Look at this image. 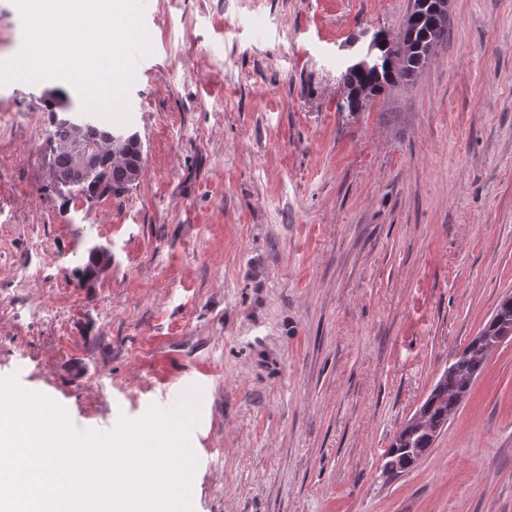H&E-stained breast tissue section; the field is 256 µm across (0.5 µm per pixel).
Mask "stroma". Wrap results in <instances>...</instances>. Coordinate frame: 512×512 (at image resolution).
<instances>
[{"mask_svg": "<svg viewBox=\"0 0 512 512\" xmlns=\"http://www.w3.org/2000/svg\"><path fill=\"white\" fill-rule=\"evenodd\" d=\"M412 0H153L119 198L50 189L46 91L0 86V376L83 429L198 388L193 512H512V340L409 471L384 454L512 294V0L347 111ZM112 262L75 271L91 247ZM406 77V73L398 74L392 77L388 76L382 63L379 69H377L373 63L370 65V67L365 69H356L351 63H347L344 71L342 72L343 84L350 85L344 87L346 98L349 97V99L359 101L363 99L370 100L378 97L386 87L394 84L397 79L407 80ZM361 82L380 84L382 87H384V90L373 89L369 85H358Z\"/></svg>", "mask_w": 512, "mask_h": 512, "instance_id": "1", "label": "stroma"}]
</instances>
